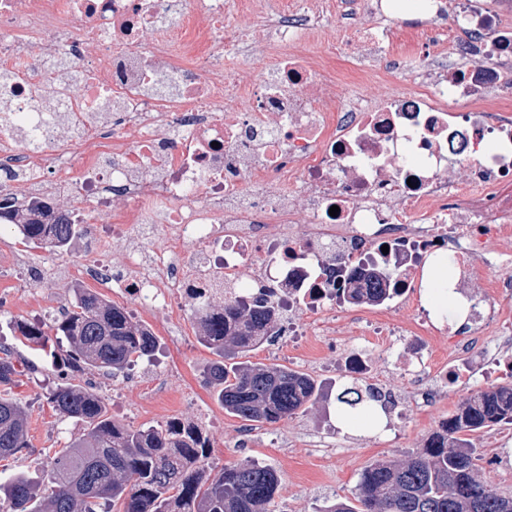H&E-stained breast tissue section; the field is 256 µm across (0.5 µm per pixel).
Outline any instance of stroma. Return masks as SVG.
<instances>
[{"mask_svg":"<svg viewBox=\"0 0 512 512\" xmlns=\"http://www.w3.org/2000/svg\"><path fill=\"white\" fill-rule=\"evenodd\" d=\"M388 24L399 45L416 30L439 32L434 47L439 54L451 51L461 36L459 29L446 26L444 20L419 11L401 10L392 14ZM90 242L86 235L69 251L56 252L26 244L12 226H0V250L28 255L31 264L41 267L44 274L41 285L35 286L29 279L28 266L0 268V343L15 348L21 357L41 368L35 376H20L12 389L28 407L30 445L11 460L7 469H0V481L16 472L44 479L49 457L76 432L72 421L53 413L46 396L62 379L75 384L89 380L95 383L112 417L129 427L162 425L199 413L208 415L211 472L246 459L262 461L271 465L281 480L271 512H317L325 500L352 497L361 471L369 464L381 459L401 461L424 448L463 398L494 385L493 380L476 371L436 402L414 404L400 365L405 362L410 370H419L415 338L401 336L393 347L381 348L345 322L333 336H279L251 353V361L309 374L320 396L305 412L254 428L251 436H244L242 421L225 414L203 384L216 356L198 341L193 317L175 322L162 308L142 316V323L157 340L158 350L152 363L141 365L137 377L95 371L81 375L21 343L17 321L48 323L69 304L76 280L67 271L79 266ZM174 327L181 334L176 345L169 340ZM350 350L371 358L380 374V386L393 398L387 407L388 434L355 437L336 425L337 395L348 388L362 394L371 385L370 380L346 376L343 357ZM471 439L485 462L482 478L501 494L512 496V424L472 434Z\"/></svg>","mask_w":512,"mask_h":512,"instance_id":"35a3bbf8","label":"stroma"}]
</instances>
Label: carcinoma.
I'll use <instances>...</instances> for the list:
<instances>
[{
  "instance_id": "obj_1",
  "label": "carcinoma",
  "mask_w": 512,
  "mask_h": 512,
  "mask_svg": "<svg viewBox=\"0 0 512 512\" xmlns=\"http://www.w3.org/2000/svg\"><path fill=\"white\" fill-rule=\"evenodd\" d=\"M13 224L25 241L61 252L79 235L77 224L42 199L18 209L0 197V222ZM388 272L351 277L345 298L375 304L390 297ZM198 339L213 350L205 382L224 412L258 426L307 409L318 397L307 374L278 364L253 363L249 352L276 336V308L205 300L194 312ZM28 347L48 354L66 345L65 363L77 373L116 375L157 349L150 330L129 312L88 288L50 324L16 323ZM13 350L0 348V461L29 447L27 406L9 394L23 374ZM47 403L79 430L49 458V482L23 472L0 482L4 512H269L279 477L269 465L243 460L208 470L209 440L173 422L131 428L112 420L91 387L57 384ZM512 423V383L464 399L425 448L404 461L379 460L360 474L351 498L337 499L321 512H512V497L480 479V461L467 432Z\"/></svg>"
}]
</instances>
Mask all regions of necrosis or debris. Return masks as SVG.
Instances as JSON below:
<instances>
[{"label": "necrosis or debris", "instance_id": "necrosis-or-debris-1", "mask_svg": "<svg viewBox=\"0 0 512 512\" xmlns=\"http://www.w3.org/2000/svg\"><path fill=\"white\" fill-rule=\"evenodd\" d=\"M464 37L448 61L429 43L393 51L382 0H0V174L21 199L57 190L110 203L78 274L138 309L179 318L202 297L271 291L281 326L294 306L363 324L335 284L363 259L393 272L410 310L427 259L469 288L512 255V114L488 107L512 83V27L485 0L447 14ZM348 31L344 42L326 36ZM322 36L318 57L300 48ZM259 57L258 79L231 65ZM367 58L416 81L378 98L337 93L319 58ZM338 207L330 216V207ZM122 265L105 262L112 249ZM248 275H241L243 265ZM488 312L452 336L456 385L485 337L512 347V278L488 281Z\"/></svg>", "mask_w": 512, "mask_h": 512}]
</instances>
